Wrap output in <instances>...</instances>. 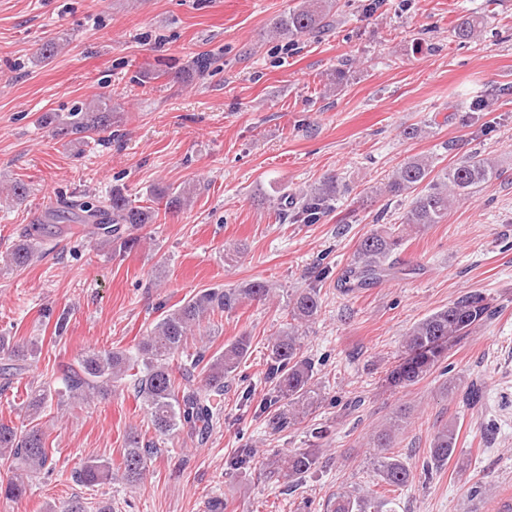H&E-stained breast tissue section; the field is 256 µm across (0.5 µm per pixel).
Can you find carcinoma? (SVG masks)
Segmentation results:
<instances>
[{
	"mask_svg": "<svg viewBox=\"0 0 512 512\" xmlns=\"http://www.w3.org/2000/svg\"><path fill=\"white\" fill-rule=\"evenodd\" d=\"M338 9V0H301L288 14L277 19L270 37L290 40L317 32L332 11ZM485 19L464 17L455 26V38L462 43L476 39ZM112 107L102 99H95L76 107L66 117L49 115L47 122L54 126V135L80 143L92 134L105 133L112 125ZM501 171L497 162L479 152H473L460 161L436 169L426 156H411L393 171L384 186V193L411 198V204L399 218V224L364 235L358 242L352 258L341 275L344 292L379 282L402 272L399 255L405 244L407 227L441 224L460 201L473 196L477 190L498 180ZM345 193L338 177L327 175L304 190L283 197L291 198L293 219L302 224H314ZM193 199L189 187H166L155 193L157 203L170 212L188 207ZM52 224H73L75 229L90 235L102 247L119 244L131 250L140 243L133 231L151 223L154 211L132 205L119 189L93 203L79 199L62 200L46 211ZM50 234L45 227L34 226L23 231L18 244L6 254L5 262L11 268L29 266L38 254V244ZM271 293L269 285L251 281L237 288H209L198 292L152 324L147 336L135 351L103 349L90 351L76 362L65 366L58 377L62 388L40 386L30 394L28 408L36 416L46 407L53 395L66 394L68 398L89 401L112 392V386L129 381L133 391L150 418L154 436L144 439L130 435L122 457V477L129 485L143 481L147 461L160 447L184 433L190 438L204 440L220 422L224 414L222 396L224 379L234 373L247 358L251 337L240 336L224 345L219 354H208L201 346L193 354L185 353L189 335L203 320L217 312L237 307L245 299L265 300ZM322 301L315 288L296 292L288 301L289 322L273 338L270 349L268 379L277 392L273 424L285 429L300 423L315 402L318 382L312 360L304 356L300 336L302 328L313 321ZM491 303L480 290L469 291L447 306L415 322L403 336L402 362L392 371L394 384L407 387L418 383L435 367L445 365V343L452 338L469 335L475 328L492 318ZM0 379L9 385L22 375L38 358L36 343H12L0 336ZM407 414L400 412L390 425L372 435L373 466L385 484L402 488L414 479L411 467L390 452L395 432L401 430ZM455 425L439 426L430 439L428 464L439 466L456 452ZM0 460L13 470L12 478L0 485V497L7 500L21 496L29 479L50 468L45 434L35 425L23 432L0 423ZM319 465V456L312 450L290 451L277 461L276 473H284L290 481H298L311 474ZM77 481L94 485L112 479L109 463L90 458L75 471ZM376 508L371 493L352 495L345 491L334 494L326 504V512H372Z\"/></svg>",
	"mask_w": 512,
	"mask_h": 512,
	"instance_id": "obj_1",
	"label": "carcinoma"
}]
</instances>
